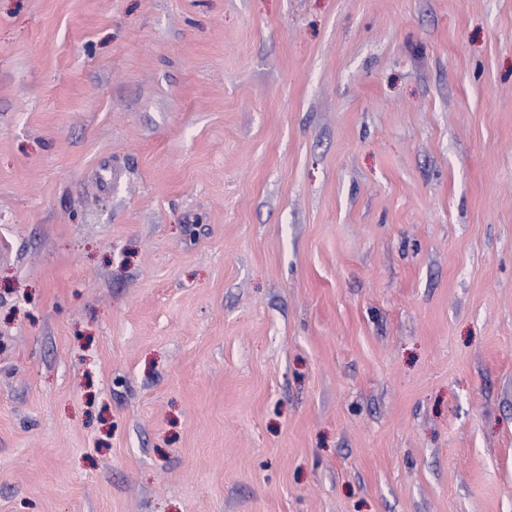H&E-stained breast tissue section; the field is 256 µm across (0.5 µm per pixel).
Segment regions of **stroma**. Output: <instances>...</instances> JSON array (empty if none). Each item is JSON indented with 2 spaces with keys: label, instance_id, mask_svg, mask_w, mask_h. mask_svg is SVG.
I'll list each match as a JSON object with an SVG mask.
<instances>
[{
  "label": "stroma",
  "instance_id": "obj_1",
  "mask_svg": "<svg viewBox=\"0 0 512 512\" xmlns=\"http://www.w3.org/2000/svg\"><path fill=\"white\" fill-rule=\"evenodd\" d=\"M0 247V512H512V0H0Z\"/></svg>",
  "mask_w": 512,
  "mask_h": 512
}]
</instances>
